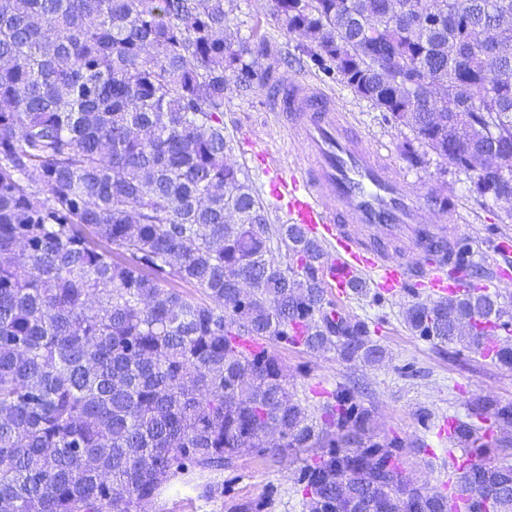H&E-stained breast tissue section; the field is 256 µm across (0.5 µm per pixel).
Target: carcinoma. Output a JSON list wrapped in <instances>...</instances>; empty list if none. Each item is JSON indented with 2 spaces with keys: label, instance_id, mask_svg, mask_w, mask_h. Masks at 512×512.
I'll return each instance as SVG.
<instances>
[{
  "label": "carcinoma",
  "instance_id": "cac0c4a2",
  "mask_svg": "<svg viewBox=\"0 0 512 512\" xmlns=\"http://www.w3.org/2000/svg\"><path fill=\"white\" fill-rule=\"evenodd\" d=\"M225 2L0 0V512H146L175 482L270 451L308 454L303 512H448L415 485L402 441L372 435L357 389L327 393L313 419L269 349L383 358L368 323L326 298L321 247L270 228L227 159L229 76L248 95L276 71L243 62ZM416 2L272 0V15L318 69L412 130L409 164L416 141L481 165L483 200L512 198V0H431L465 19L435 28L415 23ZM404 319L479 354L495 336L491 360L512 369L496 292L470 285ZM511 426L512 402L480 396L456 418L464 512H512V464L485 463L491 445L474 438Z\"/></svg>",
  "mask_w": 512,
  "mask_h": 512
}]
</instances>
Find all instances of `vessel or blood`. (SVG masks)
Listing matches in <instances>:
<instances>
[{"label": "vessel or blood", "instance_id": "obj_1", "mask_svg": "<svg viewBox=\"0 0 512 512\" xmlns=\"http://www.w3.org/2000/svg\"><path fill=\"white\" fill-rule=\"evenodd\" d=\"M268 104L288 117L303 150L297 165L264 168L268 194L287 223L323 248L321 273L338 295L363 282L430 299L462 290L472 255L450 251L446 225L420 221L405 178L390 172L330 95L283 81L270 85ZM392 241L419 251L421 261L388 262Z\"/></svg>", "mask_w": 512, "mask_h": 512}]
</instances>
